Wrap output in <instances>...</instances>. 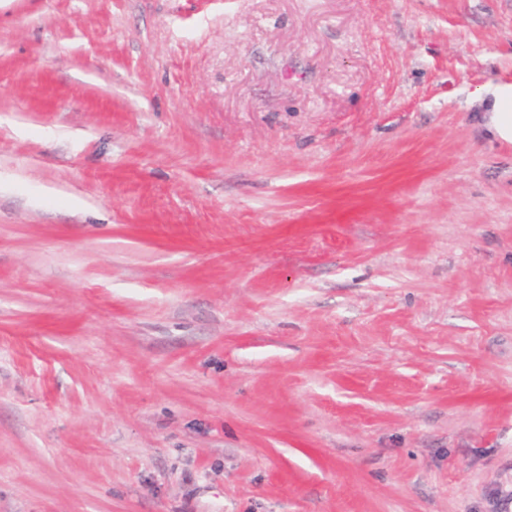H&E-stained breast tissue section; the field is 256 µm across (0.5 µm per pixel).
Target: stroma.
I'll list each match as a JSON object with an SVG mask.
<instances>
[{
    "label": "stroma",
    "mask_w": 512,
    "mask_h": 512,
    "mask_svg": "<svg viewBox=\"0 0 512 512\" xmlns=\"http://www.w3.org/2000/svg\"><path fill=\"white\" fill-rule=\"evenodd\" d=\"M512 0H0V512H512ZM488 125L503 140L512 141V102L500 93H493Z\"/></svg>",
    "instance_id": "1"
}]
</instances>
